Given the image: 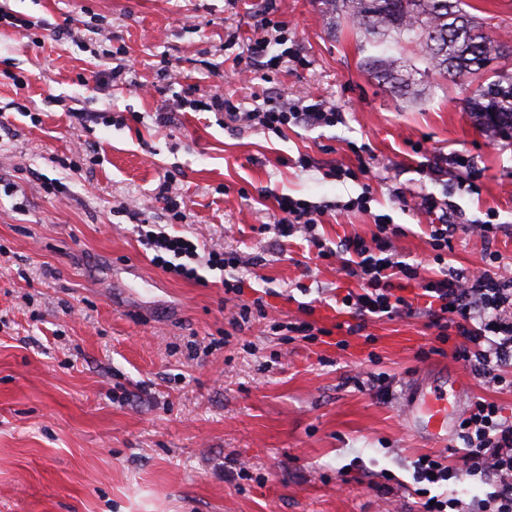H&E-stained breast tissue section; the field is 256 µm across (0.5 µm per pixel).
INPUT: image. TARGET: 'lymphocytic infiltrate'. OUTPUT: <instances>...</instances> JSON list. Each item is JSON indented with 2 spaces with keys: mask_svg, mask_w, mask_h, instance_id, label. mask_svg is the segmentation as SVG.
<instances>
[{
  "mask_svg": "<svg viewBox=\"0 0 512 512\" xmlns=\"http://www.w3.org/2000/svg\"><path fill=\"white\" fill-rule=\"evenodd\" d=\"M261 29V34L248 39L235 76L294 61V53L283 47L277 22L263 18ZM274 44L281 45L280 54H271ZM203 108L249 128L276 133L290 125L332 127L343 118L339 109L310 92L292 101L269 98L263 107L249 112L242 111L232 98L221 95L211 97ZM277 209L280 217L276 230L280 236L304 229L317 258L335 259L341 271L361 280L360 292L342 300L353 319L347 327L348 334H360L367 321L373 319L411 315L412 304L402 289L404 282L415 280L428 299L430 324L437 329L439 340L456 335L458 360L476 362L480 376L487 382L506 384L504 372L512 367V273L484 268L455 274L443 271L424 278L418 267L401 260L385 221H378L372 240L355 237L333 248L314 231L319 217L326 212L325 206L283 195L277 199ZM130 217L137 224L143 244L153 252V265L172 277L196 282L200 268L223 272L240 264L235 254L204 251L200 238L170 235L135 211ZM459 428L464 444L460 466H449L441 456L425 454L415 462L414 478L421 484L477 476L490 490L485 497L466 503L456 497L425 499L420 487L416 491L421 498L419 512H512V422L502 419L495 402L482 398L462 414Z\"/></svg>",
  "mask_w": 512,
  "mask_h": 512,
  "instance_id": "obj_1",
  "label": "lymphocytic infiltrate"
}]
</instances>
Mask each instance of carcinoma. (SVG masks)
Listing matches in <instances>:
<instances>
[{"instance_id":"carcinoma-1","label":"carcinoma","mask_w":512,"mask_h":512,"mask_svg":"<svg viewBox=\"0 0 512 512\" xmlns=\"http://www.w3.org/2000/svg\"><path fill=\"white\" fill-rule=\"evenodd\" d=\"M322 12L347 19L362 35V63L377 78L420 95L421 78L483 76L484 62L501 54L504 43L488 34L464 9L465 0H320ZM411 44L419 69L391 51ZM465 109L498 135L512 131V71L491 72Z\"/></svg>"}]
</instances>
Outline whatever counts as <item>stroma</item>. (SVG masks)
<instances>
[{"instance_id": "stroma-1", "label": "stroma", "mask_w": 512, "mask_h": 512, "mask_svg": "<svg viewBox=\"0 0 512 512\" xmlns=\"http://www.w3.org/2000/svg\"><path fill=\"white\" fill-rule=\"evenodd\" d=\"M261 6L0 0V512H418L413 462L430 446L404 406L422 371L464 385L459 410L486 398L512 421V390L458 362L457 338L437 339L418 282L403 291L417 315L347 334L338 301L359 281L310 258L302 233L274 230L278 195L329 204L367 190V210L327 213L317 234L333 247L369 240L389 216L398 251L430 276L429 194L462 226L450 268L512 269V140L474 123L465 84L429 80L417 102L392 93L362 69L351 25L331 24L317 0H276L288 41L272 52L296 61L227 78ZM105 48L106 67L134 65L160 94L96 83ZM307 87L344 122L278 135L190 108L157 119L187 93L249 111ZM75 109L98 119L74 124ZM80 142L94 156L76 154ZM302 154L315 168L298 167ZM441 157L447 180L418 173ZM333 166L352 178H326ZM166 179L183 220L156 198ZM128 204L238 253L242 295L225 294L217 270L199 284L154 266ZM477 221L499 225L496 238L464 232ZM259 296L270 318L312 323V339L263 321L233 330L241 301ZM193 338L220 345L191 359Z\"/></svg>"}]
</instances>
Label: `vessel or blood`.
I'll use <instances>...</instances> for the list:
<instances>
[{
    "mask_svg": "<svg viewBox=\"0 0 512 512\" xmlns=\"http://www.w3.org/2000/svg\"><path fill=\"white\" fill-rule=\"evenodd\" d=\"M462 384L445 388L441 383L419 384L405 409L407 423L414 432L428 438L433 446H442L456 425L457 412L448 400L449 392H461Z\"/></svg>",
    "mask_w": 512,
    "mask_h": 512,
    "instance_id": "vessel-or-blood-1",
    "label": "vessel or blood"
}]
</instances>
